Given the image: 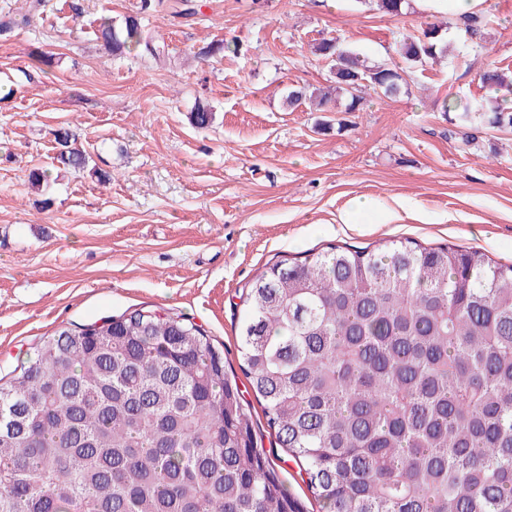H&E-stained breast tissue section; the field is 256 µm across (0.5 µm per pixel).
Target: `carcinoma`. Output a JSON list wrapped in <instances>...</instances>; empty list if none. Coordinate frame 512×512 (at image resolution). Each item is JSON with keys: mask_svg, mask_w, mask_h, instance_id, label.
<instances>
[{"mask_svg": "<svg viewBox=\"0 0 512 512\" xmlns=\"http://www.w3.org/2000/svg\"><path fill=\"white\" fill-rule=\"evenodd\" d=\"M386 15L406 0H374ZM102 46L160 54L138 18L102 19ZM371 65L313 44L334 86L288 106L363 110L362 90L409 92L448 53L436 22ZM462 110L512 129V79ZM56 160L89 158L61 128ZM239 368L321 512H512V265L409 240L341 246L266 267L241 295ZM224 351L185 318L137 309L45 337L0 381V512H301L258 447Z\"/></svg>", "mask_w": 512, "mask_h": 512, "instance_id": "carcinoma-1", "label": "carcinoma"}]
</instances>
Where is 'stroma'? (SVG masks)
<instances>
[{
  "label": "stroma",
  "mask_w": 512,
  "mask_h": 512,
  "mask_svg": "<svg viewBox=\"0 0 512 512\" xmlns=\"http://www.w3.org/2000/svg\"><path fill=\"white\" fill-rule=\"evenodd\" d=\"M196 14L141 11L140 0H0V377L61 328L140 308L178 314L237 367L242 290L265 265L332 245L384 240L478 249L512 264V132L448 117L471 103L487 64L512 73V0H485L479 48L416 71L411 92L366 93L360 112L289 108V90L330 85L312 52L341 37L370 63L399 64L401 34L432 19L418 5L390 17L361 0H194ZM141 14L160 59L115 57L101 18ZM236 52L206 54L218 43ZM51 55L41 64L37 53ZM211 106L210 127L190 113ZM71 126L90 170L59 167L54 133ZM475 143L467 145L463 134ZM46 178L35 185L30 174ZM375 200L386 223L344 219ZM258 443L303 512L319 505L261 410Z\"/></svg>",
  "instance_id": "35a3bbf8"
}]
</instances>
